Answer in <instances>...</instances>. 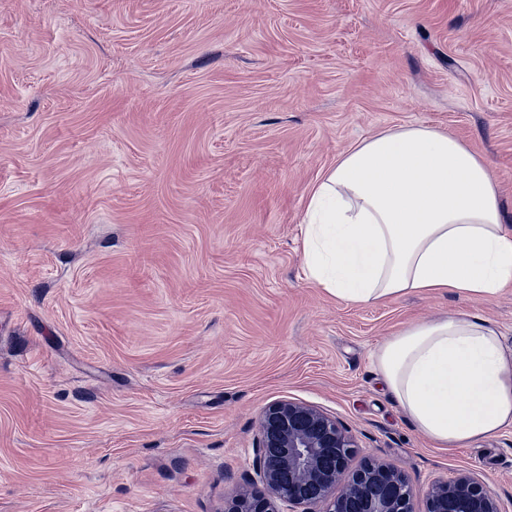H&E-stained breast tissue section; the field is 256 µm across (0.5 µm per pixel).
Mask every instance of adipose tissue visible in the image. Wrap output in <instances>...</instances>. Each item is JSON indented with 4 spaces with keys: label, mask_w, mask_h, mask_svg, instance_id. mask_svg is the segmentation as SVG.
I'll list each match as a JSON object with an SVG mask.
<instances>
[{
    "label": "adipose tissue",
    "mask_w": 512,
    "mask_h": 512,
    "mask_svg": "<svg viewBox=\"0 0 512 512\" xmlns=\"http://www.w3.org/2000/svg\"><path fill=\"white\" fill-rule=\"evenodd\" d=\"M307 199L308 275L346 303L448 291L483 301L512 285V231L490 165L438 129L405 125L359 141ZM374 360L415 427L438 447L512 426V352L480 316L407 325Z\"/></svg>",
    "instance_id": "1"
}]
</instances>
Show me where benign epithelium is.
<instances>
[{
  "label": "benign epithelium",
  "instance_id": "7a95c632",
  "mask_svg": "<svg viewBox=\"0 0 512 512\" xmlns=\"http://www.w3.org/2000/svg\"><path fill=\"white\" fill-rule=\"evenodd\" d=\"M255 474L264 491L240 494L227 512H413V490L397 469L367 461L341 492L356 445L335 419L305 404L279 401L259 419ZM427 512H502L475 477L460 473L427 489Z\"/></svg>",
  "mask_w": 512,
  "mask_h": 512
}]
</instances>
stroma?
<instances>
[{"mask_svg":"<svg viewBox=\"0 0 512 512\" xmlns=\"http://www.w3.org/2000/svg\"><path fill=\"white\" fill-rule=\"evenodd\" d=\"M490 164L512 227V0H0V512H224L300 402L413 486L512 512V427L422 436L381 383L400 325L512 288L350 305L304 264L309 188L402 125ZM425 498L427 512H502L491 492L467 473L434 481Z\"/></svg>","mask_w":512,"mask_h":512,"instance_id":"1","label":"stroma"}]
</instances>
